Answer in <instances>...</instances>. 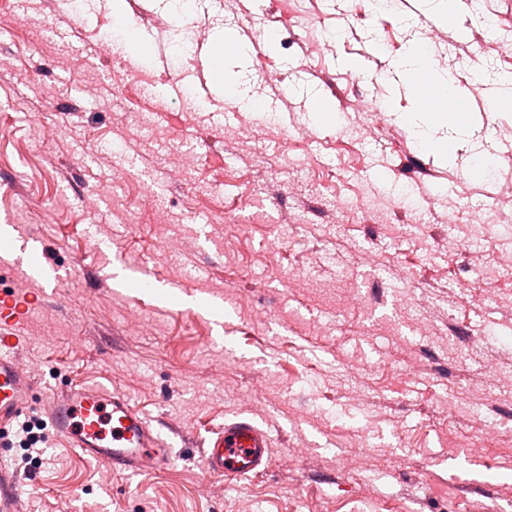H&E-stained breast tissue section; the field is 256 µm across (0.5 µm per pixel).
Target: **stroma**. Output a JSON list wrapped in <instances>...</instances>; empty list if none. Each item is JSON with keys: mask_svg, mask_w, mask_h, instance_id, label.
<instances>
[{"mask_svg": "<svg viewBox=\"0 0 512 512\" xmlns=\"http://www.w3.org/2000/svg\"><path fill=\"white\" fill-rule=\"evenodd\" d=\"M123 9L149 56L105 40L109 0H0V291L26 301L37 381L0 443L18 512H512V99L424 148L398 70L425 47L469 102L512 51L448 0H195L185 44L173 0ZM244 30L224 79L249 92L212 95L215 35ZM485 211L500 226L468 249ZM19 230L64 270L52 297L13 265ZM125 261L154 294L112 286ZM95 382L182 433L165 470L53 439L57 389ZM242 412L272 467L207 476L200 443Z\"/></svg>", "mask_w": 512, "mask_h": 512, "instance_id": "1", "label": "stroma"}]
</instances>
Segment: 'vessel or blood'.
<instances>
[{
    "instance_id": "1",
    "label": "vessel or blood",
    "mask_w": 512,
    "mask_h": 512,
    "mask_svg": "<svg viewBox=\"0 0 512 512\" xmlns=\"http://www.w3.org/2000/svg\"><path fill=\"white\" fill-rule=\"evenodd\" d=\"M499 96L485 90L476 105L451 97L440 111L468 121L473 111H495ZM29 270L42 283L59 281L57 269L47 267L37 238L29 240ZM24 316L17 294L0 296V426L12 425L31 405L36 382L18 358L20 342L12 328ZM56 439L86 458L103 463L126 476L161 471L170 458L169 436L147 419L131 401L109 386L70 387L57 393L49 411ZM271 439L252 418L240 414L202 443L203 467L208 475L233 482L265 473L271 465ZM16 471L0 463V512H17Z\"/></svg>"
}]
</instances>
